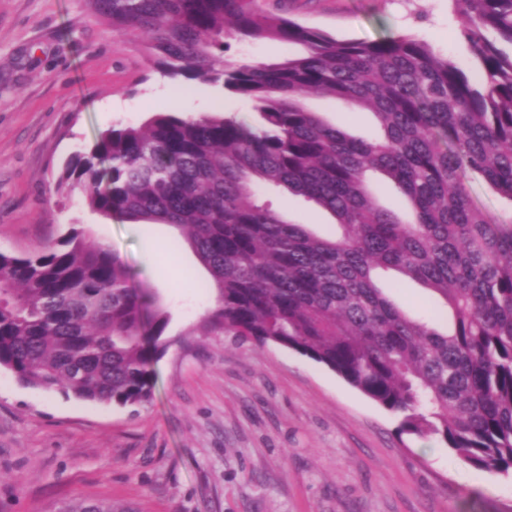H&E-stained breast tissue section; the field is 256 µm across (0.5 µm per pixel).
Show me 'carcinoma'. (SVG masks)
<instances>
[{"mask_svg": "<svg viewBox=\"0 0 512 512\" xmlns=\"http://www.w3.org/2000/svg\"><path fill=\"white\" fill-rule=\"evenodd\" d=\"M258 0H88L112 30L145 43L170 79L218 84L254 104V124L222 113L156 112L98 135L66 163L57 191L80 190L106 217L178 229L217 290L203 322L275 344L334 371L399 415L400 431L443 440L471 467L512 473V220L489 218L469 174L512 203V0H452L479 64L470 76L413 37L338 40L263 12ZM305 53L224 58V36ZM343 98L376 118L358 139L305 104ZM377 169L396 209L367 181ZM331 213L320 237L289 224L258 187ZM392 269L437 294L411 317L378 285ZM167 313L149 310L129 267L85 230L27 255L0 253V367L23 385L138 406ZM61 512H119L79 498Z\"/></svg>", "mask_w": 512, "mask_h": 512, "instance_id": "carcinoma-1", "label": "carcinoma"}]
</instances>
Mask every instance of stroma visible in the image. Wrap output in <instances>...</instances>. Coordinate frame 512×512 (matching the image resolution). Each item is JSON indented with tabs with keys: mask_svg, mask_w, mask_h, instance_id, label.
Wrapping results in <instances>:
<instances>
[{
	"mask_svg": "<svg viewBox=\"0 0 512 512\" xmlns=\"http://www.w3.org/2000/svg\"><path fill=\"white\" fill-rule=\"evenodd\" d=\"M268 13L342 40L410 34L473 72L451 0H260ZM300 46L232 41L239 62ZM336 127L369 139L373 117L311 96ZM222 87L163 77L87 0H0V252L25 256L84 229L127 264L169 315L153 399L118 407L21 385L0 368V512H59L100 498L129 512H512V475L473 469L442 441L400 432L399 416L335 372L277 345L204 327L216 291L173 227L107 218L81 192L58 196L67 161L114 126L155 112H249ZM285 220L323 237L333 218L275 189ZM409 315L434 304L393 271Z\"/></svg>",
	"mask_w": 512,
	"mask_h": 512,
	"instance_id": "1",
	"label": "stroma"
}]
</instances>
